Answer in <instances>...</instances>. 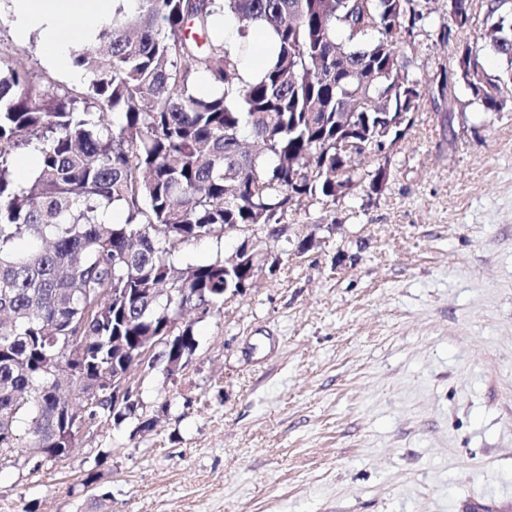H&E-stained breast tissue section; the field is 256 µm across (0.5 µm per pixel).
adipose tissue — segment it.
Returning <instances> with one entry per match:
<instances>
[{
	"label": "adipose tissue",
	"mask_w": 512,
	"mask_h": 512,
	"mask_svg": "<svg viewBox=\"0 0 512 512\" xmlns=\"http://www.w3.org/2000/svg\"><path fill=\"white\" fill-rule=\"evenodd\" d=\"M18 38L39 32L44 57L59 67L71 61L77 41L96 37L112 15L113 0H10Z\"/></svg>",
	"instance_id": "obj_1"
}]
</instances>
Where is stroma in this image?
<instances>
[{"label": "stroma", "instance_id": "obj_1", "mask_svg": "<svg viewBox=\"0 0 512 512\" xmlns=\"http://www.w3.org/2000/svg\"><path fill=\"white\" fill-rule=\"evenodd\" d=\"M489 3L474 0L460 39L494 78ZM426 7L400 48L425 102L382 192L293 207L266 243L276 270L221 311L187 314L199 345L183 371L137 370V418L82 428L68 456L0 466V512H512V90L498 112L462 85L439 93L448 14ZM1 48L88 82L2 12ZM311 233L314 249L281 257ZM243 240L184 243L174 260H222Z\"/></svg>", "mask_w": 512, "mask_h": 512}]
</instances>
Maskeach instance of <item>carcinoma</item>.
Wrapping results in <instances>:
<instances>
[{"label":"carcinoma","mask_w":512,"mask_h":512,"mask_svg":"<svg viewBox=\"0 0 512 512\" xmlns=\"http://www.w3.org/2000/svg\"><path fill=\"white\" fill-rule=\"evenodd\" d=\"M115 0L98 39L107 58L72 50L89 76L76 92L36 78L0 51V460L63 458L84 423L123 421L137 403L77 405L66 420L63 384L86 392L115 376L152 336L175 325L179 349L194 351L192 325L178 326L183 303L207 313L224 305V262L174 265L177 245L228 224H277L290 200L336 202L338 188L389 181L390 158L372 170L360 159L381 152L380 118L420 111L425 93L406 68L395 33L425 21L421 0ZM463 0L449 31L472 21ZM235 38L211 35L225 21ZM273 39L256 56L258 79L242 70L252 32ZM482 39L505 58L492 80L469 44L471 95L498 112L512 80V32L502 22ZM215 90L201 94L194 77ZM359 142L357 159L343 150ZM37 153L34 175L17 181L10 155ZM122 223L100 218L109 206ZM28 425L18 454V425Z\"/></svg>","instance_id":"cac0c4a2"}]
</instances>
